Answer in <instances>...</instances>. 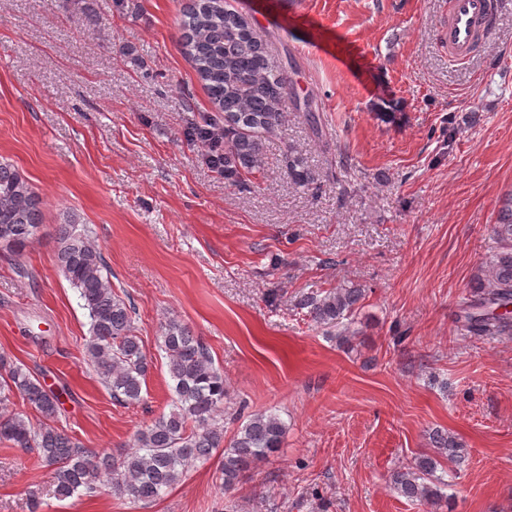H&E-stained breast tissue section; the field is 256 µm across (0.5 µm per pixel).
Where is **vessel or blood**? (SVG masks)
<instances>
[{
  "mask_svg": "<svg viewBox=\"0 0 512 512\" xmlns=\"http://www.w3.org/2000/svg\"><path fill=\"white\" fill-rule=\"evenodd\" d=\"M512 7V0H451L447 21L448 55L470 56L479 41L490 36L491 20Z\"/></svg>",
  "mask_w": 512,
  "mask_h": 512,
  "instance_id": "b4317fda",
  "label": "vessel or blood"
}]
</instances>
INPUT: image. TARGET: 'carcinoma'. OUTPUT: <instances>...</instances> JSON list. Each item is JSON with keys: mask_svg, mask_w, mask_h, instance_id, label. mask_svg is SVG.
I'll return each instance as SVG.
<instances>
[{"mask_svg": "<svg viewBox=\"0 0 512 512\" xmlns=\"http://www.w3.org/2000/svg\"><path fill=\"white\" fill-rule=\"evenodd\" d=\"M183 44L216 108L190 122L189 137L206 127L224 128V144L214 147L224 177L259 170L264 136L275 133L286 115L288 76L270 65L262 41L246 19L224 0H189L182 23ZM43 226L42 200L29 180L0 159V248L21 254ZM494 234L500 247L475 280L473 294L460 302L457 330L470 336L512 333V196L499 213ZM57 264L77 290L89 318L85 356L99 382L122 405L143 401L149 362L134 326L136 308L112 288L102 245L93 231L72 216L56 225ZM363 299L360 288L310 293L301 306L318 324L337 327L351 319ZM174 399L169 412L137 433L120 457L101 456L53 425L59 395L30 370L0 358V404L14 396L43 417L35 426L18 413H0V443L37 454L51 468L54 494L91 495L99 485L134 503L148 505L175 485L197 460L224 448V489L233 488L257 463L278 452L286 427L272 412L256 413L224 444V372L216 367L200 337L178 321L161 326ZM459 445L448 434L433 438V453L395 469L393 489L411 502L437 509L448 505L436 471L442 460L458 461Z\"/></svg>", "mask_w": 512, "mask_h": 512, "instance_id": "carcinoma-1", "label": "carcinoma"}]
</instances>
